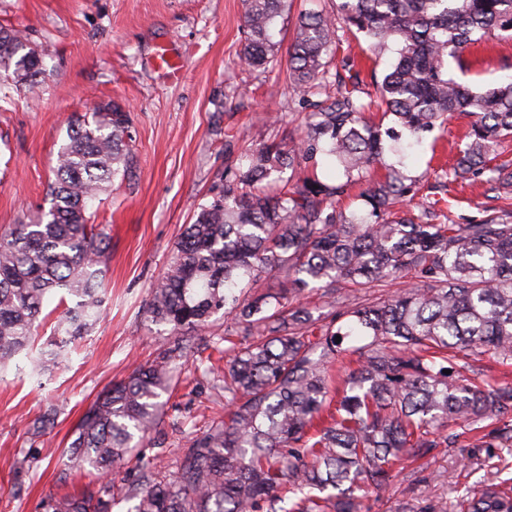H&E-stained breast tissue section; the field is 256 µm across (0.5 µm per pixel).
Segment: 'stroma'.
Wrapping results in <instances>:
<instances>
[{"mask_svg":"<svg viewBox=\"0 0 512 512\" xmlns=\"http://www.w3.org/2000/svg\"><path fill=\"white\" fill-rule=\"evenodd\" d=\"M336 3L288 0L275 29L279 58L288 54L299 13L332 12ZM242 14L241 0H0V25L24 31L46 66L33 102L0 80V225L31 220L48 208L57 151L70 124L93 104L112 102L129 110L134 156L131 171L117 175L93 205L94 222L106 225L112 237L101 319L51 371L32 375L22 355L0 370V512H42V500L61 488L67 443L88 406L174 344V335L145 314L149 288L195 206L218 191L226 166L244 162L251 126L267 122L269 138L278 141L305 122L309 107L289 89L285 66H237ZM161 44L182 57L179 83L158 75L155 52ZM340 53L361 60L369 93L374 76L384 75L396 58L390 48L369 60L361 34L343 42ZM469 58L465 71L449 64V76L475 90L494 85L512 65V40ZM468 122L463 115L450 118L408 158L387 152L376 175L389 164L409 176L429 171L432 158H448ZM417 200L436 205L458 224L481 219L492 204L480 179L466 188H425ZM234 327L220 313L197 335L160 424L136 448L137 456L176 470L186 438L223 414L219 374L198 364ZM55 403L64 411L54 426L34 433L31 421ZM452 430L455 447L442 445L397 465L385 491H358L359 512H457L460 496L480 488L484 479L495 476L503 489L512 488V447L479 438L464 425Z\"/></svg>","mask_w":512,"mask_h":512,"instance_id":"35a3bbf8","label":"stroma"}]
</instances>
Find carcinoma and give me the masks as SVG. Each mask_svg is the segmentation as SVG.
Here are the masks:
<instances>
[{
    "instance_id": "1",
    "label": "carcinoma",
    "mask_w": 512,
    "mask_h": 512,
    "mask_svg": "<svg viewBox=\"0 0 512 512\" xmlns=\"http://www.w3.org/2000/svg\"><path fill=\"white\" fill-rule=\"evenodd\" d=\"M285 0H242L245 39L238 59L249 69L275 61L273 31ZM364 34L378 56L399 44L379 96L359 95L360 73L348 56L321 93L342 34ZM512 40V0H339L336 12L298 16L288 50L290 87L301 97L325 95L288 146L254 133L245 162L226 170L224 185L197 207L163 275L151 288V322L181 335L172 348L113 383L87 408L69 444L68 469L90 466L104 476L125 464L134 441L161 420L176 362L192 352L193 334L224 311L241 339L228 350L224 415L190 437L177 471L139 461L123 486L131 512H357L355 491L386 488L394 466L441 443L453 446L448 422L512 443V386L478 389L461 374V352H490L512 363V216L496 208L470 224H443L431 205L403 215L421 187L397 168L368 183L359 211L340 200L382 163L387 145L415 140L459 112L470 118L464 147L439 174L447 184L487 173L496 201H512V163H497L512 138V73L472 91L448 76V59L478 42ZM36 95L43 58L16 30L0 29V70ZM381 120L367 119L373 106ZM391 118L392 126L383 127ZM129 113L104 103L70 125L57 153L50 207L34 222L0 229V365L30 345L46 298L64 292L54 321L61 340L41 351L47 370L71 340L102 314L103 267L110 237L91 223L89 205L133 155ZM339 170L323 181L302 175L319 162ZM290 172L291 187L267 189ZM274 279L279 291L262 290ZM398 286L388 298L345 304L362 288ZM321 291L329 309L313 315L290 298ZM341 341H336V337ZM358 336L363 344L346 345ZM356 357L346 387L335 393L330 369ZM49 406L33 422L53 426ZM317 490L286 507L282 493ZM112 481L96 490L51 494L42 512H112ZM461 512H512V495L489 481Z\"/></svg>"
}]
</instances>
